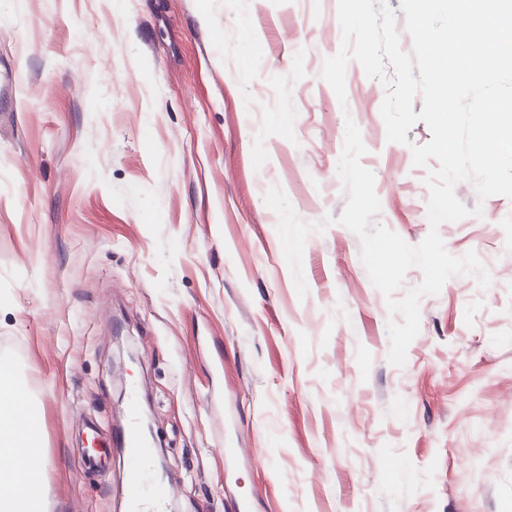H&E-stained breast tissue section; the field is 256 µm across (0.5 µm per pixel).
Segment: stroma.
<instances>
[{
    "instance_id": "35a3bbf8",
    "label": "stroma",
    "mask_w": 512,
    "mask_h": 512,
    "mask_svg": "<svg viewBox=\"0 0 512 512\" xmlns=\"http://www.w3.org/2000/svg\"><path fill=\"white\" fill-rule=\"evenodd\" d=\"M338 0H0V363L42 426L48 512H125L112 452L138 381L171 512H512V199L438 227L491 277L420 301L403 367L359 238L337 224L346 119L375 220L418 245L426 171L381 82L322 79ZM311 234L299 296L264 196ZM109 451L95 468L90 440Z\"/></svg>"
}]
</instances>
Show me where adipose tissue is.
I'll use <instances>...</instances> for the list:
<instances>
[{
    "mask_svg": "<svg viewBox=\"0 0 512 512\" xmlns=\"http://www.w3.org/2000/svg\"><path fill=\"white\" fill-rule=\"evenodd\" d=\"M30 398L21 401L0 400V512H12V500L20 493L28 478L31 465L41 461V440L18 439L17 422Z\"/></svg>",
    "mask_w": 512,
    "mask_h": 512,
    "instance_id": "adipose-tissue-1",
    "label": "adipose tissue"
}]
</instances>
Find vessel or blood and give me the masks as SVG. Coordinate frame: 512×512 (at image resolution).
<instances>
[{
    "mask_svg": "<svg viewBox=\"0 0 512 512\" xmlns=\"http://www.w3.org/2000/svg\"><path fill=\"white\" fill-rule=\"evenodd\" d=\"M126 452L127 512H166L168 488L154 474L152 451L139 423L138 394L128 393V420L120 434Z\"/></svg>",
    "mask_w": 512,
    "mask_h": 512,
    "instance_id": "1",
    "label": "vessel or blood"
}]
</instances>
